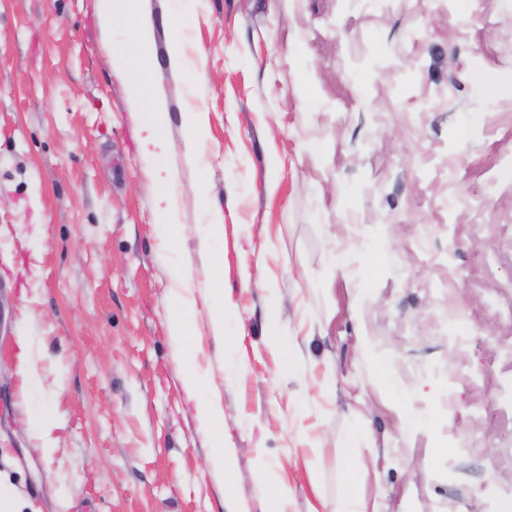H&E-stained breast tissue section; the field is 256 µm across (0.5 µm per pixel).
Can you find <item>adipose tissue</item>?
<instances>
[{
    "label": "adipose tissue",
    "mask_w": 512,
    "mask_h": 512,
    "mask_svg": "<svg viewBox=\"0 0 512 512\" xmlns=\"http://www.w3.org/2000/svg\"><path fill=\"white\" fill-rule=\"evenodd\" d=\"M140 4L141 0H96V17L99 27L106 32L112 30L118 15L127 14L136 19L132 31L139 48L138 55L132 56L122 50L113 51L111 65L114 70L126 75L130 98L144 113L139 147L157 185L154 197L155 222L159 226L161 238L172 243L179 238L183 224L178 207L177 184L167 162L169 143L162 133L166 104L150 87L149 51L153 29L149 20L143 16ZM171 278L179 293L176 297V309L168 319L169 333L174 339L185 341L191 335L186 316L195 310L199 301H196L191 291L185 269H174ZM181 382L190 396L195 397L196 417L211 437L213 451L207 460L209 468L225 474L228 478H236L237 472L232 465L235 451L225 445L224 410L219 402L198 397L199 390L211 384V375L190 360L182 372Z\"/></svg>",
    "instance_id": "obj_1"
}]
</instances>
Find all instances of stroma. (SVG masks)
Returning <instances> with one entry per match:
<instances>
[{
    "label": "stroma",
    "mask_w": 512,
    "mask_h": 512,
    "mask_svg": "<svg viewBox=\"0 0 512 512\" xmlns=\"http://www.w3.org/2000/svg\"><path fill=\"white\" fill-rule=\"evenodd\" d=\"M95 5L0 0V479L39 512H265L260 455L290 512H512V0H144L173 244L110 65L132 25ZM176 265L231 301L222 336L188 320L236 482L181 383ZM203 112H186V145L184 157L192 163L196 157L199 145L204 141L207 133Z\"/></svg>",
    "instance_id": "obj_1"
}]
</instances>
